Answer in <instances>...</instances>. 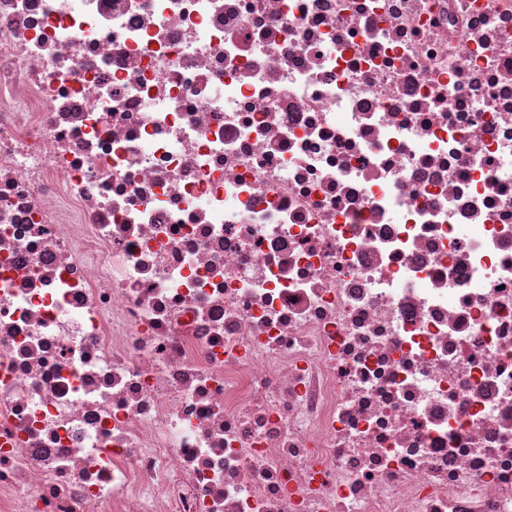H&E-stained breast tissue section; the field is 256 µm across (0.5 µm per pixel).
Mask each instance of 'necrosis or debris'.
<instances>
[{"label":"necrosis or debris","mask_w":512,"mask_h":512,"mask_svg":"<svg viewBox=\"0 0 512 512\" xmlns=\"http://www.w3.org/2000/svg\"><path fill=\"white\" fill-rule=\"evenodd\" d=\"M0 512H512V0H0Z\"/></svg>","instance_id":"necrosis-or-debris-1"}]
</instances>
